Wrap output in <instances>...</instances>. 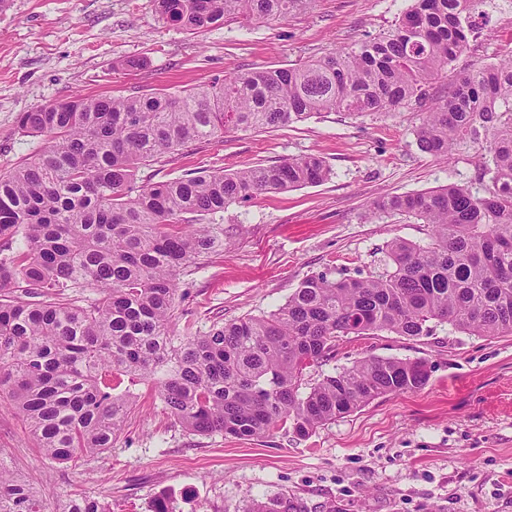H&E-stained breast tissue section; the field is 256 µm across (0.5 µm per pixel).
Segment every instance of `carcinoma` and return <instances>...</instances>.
Returning <instances> with one entry per match:
<instances>
[{
  "label": "carcinoma",
  "instance_id": "1",
  "mask_svg": "<svg viewBox=\"0 0 512 512\" xmlns=\"http://www.w3.org/2000/svg\"><path fill=\"white\" fill-rule=\"evenodd\" d=\"M311 0H156L186 30L228 21H286ZM486 0H412L395 27L294 66L262 68L206 86L140 95L70 96L21 112L41 152L0 172V398L27 423L42 458L65 465L112 447L133 405L154 385L191 432L300 436L429 380L422 360L364 357L305 384L347 336H431L437 326L512 335V56L428 88L469 46ZM424 109L420 147L448 157L470 142L490 156L482 197L448 184L378 201L414 216L430 243L395 238L388 268L362 278L306 277L274 311L177 336L170 330L181 274L224 246V225L184 216L327 178L315 154L230 173L199 171L141 183L139 168L229 128L283 127L321 112ZM22 240L25 249L13 248ZM90 288L86 306L66 300ZM286 498L251 512H292ZM0 512H112L84 494L51 507L0 462Z\"/></svg>",
  "mask_w": 512,
  "mask_h": 512
}]
</instances>
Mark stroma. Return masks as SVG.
I'll return each instance as SVG.
<instances>
[{
  "label": "stroma",
  "mask_w": 512,
  "mask_h": 512,
  "mask_svg": "<svg viewBox=\"0 0 512 512\" xmlns=\"http://www.w3.org/2000/svg\"><path fill=\"white\" fill-rule=\"evenodd\" d=\"M409 5L312 0L282 22L188 31L166 23L154 0H9L0 10V171L45 143L21 132L18 113L76 94L174 91L299 64L387 31ZM484 10L454 70L512 55V0H487ZM133 60L142 68H130ZM420 118L407 108L329 112L263 132L230 129L143 168L141 179L155 183L315 154L331 170L321 183L214 216L224 247L181 275L175 335L275 310L315 272L379 274L393 238L426 244L430 229L420 220L372 213L386 195L448 183L486 195V152L464 144L447 160L422 151ZM365 356L424 361L429 381L307 436L286 426L252 440L191 433L144 386L111 449L65 467L42 462L24 423L2 406L0 460L46 503L100 492L114 512H153L161 496L176 512H249L282 495L295 512H512V335L477 336L445 324L420 338L384 331L344 339L307 379Z\"/></svg>",
  "instance_id": "1"
}]
</instances>
